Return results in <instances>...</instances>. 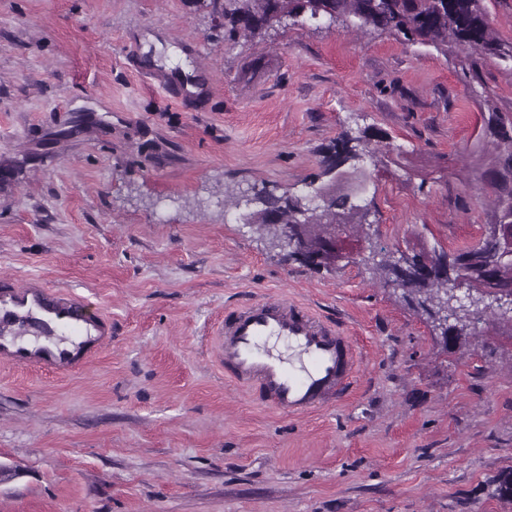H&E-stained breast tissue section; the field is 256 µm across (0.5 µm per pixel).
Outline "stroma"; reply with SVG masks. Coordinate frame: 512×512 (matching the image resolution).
<instances>
[{
	"label": "stroma",
	"instance_id": "obj_1",
	"mask_svg": "<svg viewBox=\"0 0 512 512\" xmlns=\"http://www.w3.org/2000/svg\"><path fill=\"white\" fill-rule=\"evenodd\" d=\"M326 18L224 38L204 0H0V281L112 320L72 375L0 367V512H512V323L487 302L450 353L366 258L452 252L493 219L490 113L512 64ZM190 82L170 98L142 71ZM369 134L340 172L337 138ZM340 182L371 239L336 267L250 224L254 191ZM280 295L351 336L336 407L272 413L224 375L225 308Z\"/></svg>",
	"mask_w": 512,
	"mask_h": 512
}]
</instances>
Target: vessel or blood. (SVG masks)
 I'll return each mask as SVG.
<instances>
[{
    "label": "vessel or blood",
    "instance_id": "vessel-or-blood-1",
    "mask_svg": "<svg viewBox=\"0 0 512 512\" xmlns=\"http://www.w3.org/2000/svg\"><path fill=\"white\" fill-rule=\"evenodd\" d=\"M0 362L69 374L98 355L112 340L111 320L88 311L73 292L35 285L14 292L0 285ZM41 329L44 339L23 341L19 326ZM65 327L73 337L53 332ZM287 340L299 365L286 363L266 347L270 338ZM212 347L225 374L268 408L301 414L331 408L348 395L357 366L355 348L334 323L309 307L284 298L238 305L224 313Z\"/></svg>",
    "mask_w": 512,
    "mask_h": 512
}]
</instances>
